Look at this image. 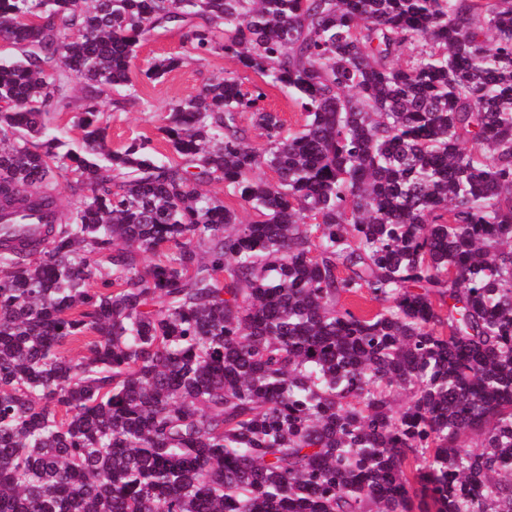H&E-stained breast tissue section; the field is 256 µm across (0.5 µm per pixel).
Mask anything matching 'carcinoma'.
Segmentation results:
<instances>
[{"instance_id": "carcinoma-1", "label": "carcinoma", "mask_w": 512, "mask_h": 512, "mask_svg": "<svg viewBox=\"0 0 512 512\" xmlns=\"http://www.w3.org/2000/svg\"><path fill=\"white\" fill-rule=\"evenodd\" d=\"M174 29L261 83L172 102L165 161L110 146ZM0 32V220L50 224L0 247V512H512V0H0ZM187 48L188 43H186L181 32L161 36L157 40L148 42L138 49L137 67L144 69L147 62L154 57L184 52ZM267 93L268 97L264 104L268 110L280 112L287 123L293 126L302 123L301 113L292 107L285 93L278 88H268Z\"/></svg>"}]
</instances>
